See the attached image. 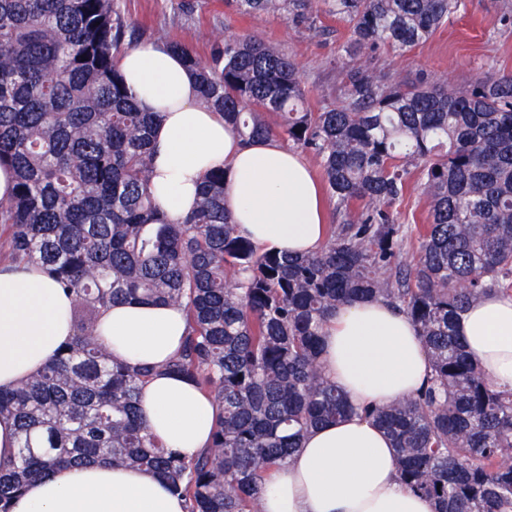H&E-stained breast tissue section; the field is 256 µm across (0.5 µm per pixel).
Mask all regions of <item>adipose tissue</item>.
<instances>
[{"mask_svg":"<svg viewBox=\"0 0 512 512\" xmlns=\"http://www.w3.org/2000/svg\"><path fill=\"white\" fill-rule=\"evenodd\" d=\"M119 72L140 108L157 115L149 182L172 224L192 210L212 170L225 173L224 207L261 249L318 251L326 215L310 165L276 138L243 142L222 113L199 101L181 53L158 42L125 50ZM73 292L37 266L0 264V390L39 372L75 334ZM184 308L124 302L101 311L94 328L116 360L159 364L188 331ZM470 356L498 390L512 391V296L485 297L457 326ZM326 376L357 406L416 395L429 358L409 318L387 302L343 305L323 329ZM141 408L167 448L191 459L210 447L211 398L186 378L165 374L144 386ZM263 512H434L398 478L392 443L372 420L351 415L310 431L289 462L262 483ZM11 512H186L185 498L147 471L98 461L29 483Z\"/></svg>","mask_w":512,"mask_h":512,"instance_id":"ef3b65f1","label":"adipose tissue"}]
</instances>
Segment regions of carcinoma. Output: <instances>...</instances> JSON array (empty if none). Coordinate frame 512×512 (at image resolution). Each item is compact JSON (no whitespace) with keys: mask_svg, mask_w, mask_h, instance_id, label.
I'll use <instances>...</instances> for the list:
<instances>
[{"mask_svg":"<svg viewBox=\"0 0 512 512\" xmlns=\"http://www.w3.org/2000/svg\"><path fill=\"white\" fill-rule=\"evenodd\" d=\"M238 13H282L312 28L346 23V53L406 51L465 0H225ZM126 35L114 0H0V198L12 259L74 291L73 340L32 378L0 391L17 464L0 471V512L26 483L108 461L170 481L188 512H262L261 484L312 429L354 412L323 372V324L336 307L381 299L416 326L431 376L415 397L366 407L389 435L406 489L435 512H512V392L493 388L464 349L461 315L512 294V74L461 92L406 85L363 65L343 97L313 111L294 59L250 35L204 60L178 43L201 103L244 141L275 136L319 162L342 223L323 247L259 249L224 208V171L170 224L150 193L153 112L114 63ZM86 61H81V58ZM417 183L430 223L417 259L389 212ZM135 300L184 307L181 349L152 366L115 360L95 337L101 309ZM175 373L208 391L211 447L168 450L140 408L143 384Z\"/></svg>","mask_w":512,"mask_h":512,"instance_id":"cac0c4a2","label":"carcinoma"}]
</instances>
